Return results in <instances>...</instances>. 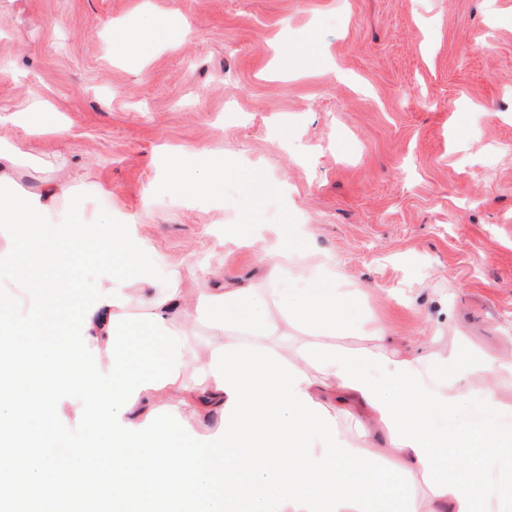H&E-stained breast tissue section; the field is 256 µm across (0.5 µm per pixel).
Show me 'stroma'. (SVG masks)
<instances>
[{
  "instance_id": "stroma-1",
  "label": "stroma",
  "mask_w": 512,
  "mask_h": 512,
  "mask_svg": "<svg viewBox=\"0 0 512 512\" xmlns=\"http://www.w3.org/2000/svg\"><path fill=\"white\" fill-rule=\"evenodd\" d=\"M299 42L271 76L273 45ZM38 100L30 135L16 111ZM0 143L15 190L65 185L88 220L134 223L185 302L207 265L261 285L285 237L363 288L381 351L436 336L512 361V0H0ZM202 150L265 191L233 175L176 198L165 178Z\"/></svg>"
}]
</instances>
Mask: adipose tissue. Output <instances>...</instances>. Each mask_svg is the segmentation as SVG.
<instances>
[{
    "mask_svg": "<svg viewBox=\"0 0 512 512\" xmlns=\"http://www.w3.org/2000/svg\"><path fill=\"white\" fill-rule=\"evenodd\" d=\"M228 174L223 156L202 151L171 190L203 197L219 190ZM59 195L69 203L57 222L51 215ZM84 231L83 203L67 187L0 191V233L30 255L75 248ZM97 231L112 249L97 290L63 294L49 280L34 303L69 313L70 362L62 385L101 379L93 402L116 464L148 466L165 478L169 497L199 498L202 512H420L411 492L420 476L428 480L427 512H490L479 487L449 464L448 450L485 448L493 470L512 474V428L498 425L512 416V404L487 388L464 393L457 375L464 366L478 377L512 374V362L486 357L467 364L445 348L391 357L337 345L340 336L381 340L386 332L355 314L362 291L335 265L284 245L263 254L267 290L212 288V274L204 270L193 306L185 307L175 289L152 284L135 225L106 223ZM133 304L147 312L138 329L149 342L145 371L115 348L116 330ZM177 315L178 331L172 327ZM201 321L219 338L202 353L186 340ZM291 329L310 337L292 362L265 345ZM245 336L252 346L242 344ZM190 369L203 388L184 383ZM324 390L335 396L334 408L323 403ZM168 397L183 408L214 411V427L203 436L172 434L153 408ZM468 397L481 417L463 435L448 437L426 422V409L445 416ZM345 419L353 420L354 435L344 433ZM161 433L168 436L164 452L129 455L130 446H148Z\"/></svg>",
    "mask_w": 512,
    "mask_h": 512,
    "instance_id": "obj_1",
    "label": "adipose tissue"
}]
</instances>
